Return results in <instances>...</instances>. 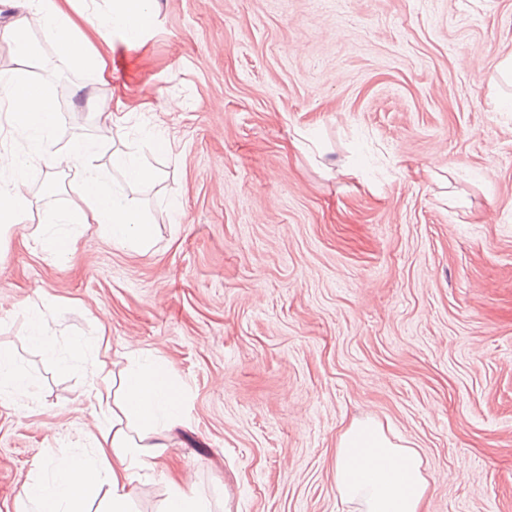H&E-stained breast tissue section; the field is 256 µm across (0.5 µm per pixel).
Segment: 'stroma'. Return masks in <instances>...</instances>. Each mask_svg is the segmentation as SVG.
I'll return each instance as SVG.
<instances>
[{"label": "stroma", "instance_id": "35a3bbf8", "mask_svg": "<svg viewBox=\"0 0 512 512\" xmlns=\"http://www.w3.org/2000/svg\"><path fill=\"white\" fill-rule=\"evenodd\" d=\"M152 8L138 43L92 41L102 75L0 38V72L47 81L57 147L94 136L104 99L137 107L116 148L171 143L132 191L150 248L92 226L68 260L18 233L0 250V348L35 392L0 403V512L42 462L92 458L77 399L102 340L114 378L159 357L182 388L132 512L187 481L212 512H349L336 440L365 418L420 448L428 512H512V0ZM28 180L30 227L76 198L74 175ZM22 301L51 310L58 360Z\"/></svg>", "mask_w": 512, "mask_h": 512}]
</instances>
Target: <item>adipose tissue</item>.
I'll return each mask as SVG.
<instances>
[{
	"instance_id": "1",
	"label": "adipose tissue",
	"mask_w": 512,
	"mask_h": 512,
	"mask_svg": "<svg viewBox=\"0 0 512 512\" xmlns=\"http://www.w3.org/2000/svg\"><path fill=\"white\" fill-rule=\"evenodd\" d=\"M73 0H18L19 12L5 27L16 54L30 58L41 32L56 57L78 67L104 71L86 41L76 38V23L67 7ZM153 17L151 0H116L112 10L93 15L100 40L122 32L138 42ZM62 116L46 85H31L21 72L0 74V134L10 137L9 161L0 167V234L27 230L33 201L27 181L30 162L79 178L78 197L57 220L83 227L98 225L117 246L149 247L154 230L145 212L112 187L94 160L110 143L97 137L69 149L55 148L53 135ZM87 411L99 436L96 463L72 458L53 460L52 478L22 488L25 512H84L87 500L107 491L111 512H129L130 486L137 474L154 469L167 449L160 427L175 423L182 412V394L168 364L156 360L129 370L119 385L112 413L95 401L109 390L107 363L93 358L89 366ZM336 493L354 512H426L430 482L419 449L398 442L372 419L352 422L336 442L333 466Z\"/></svg>"
}]
</instances>
